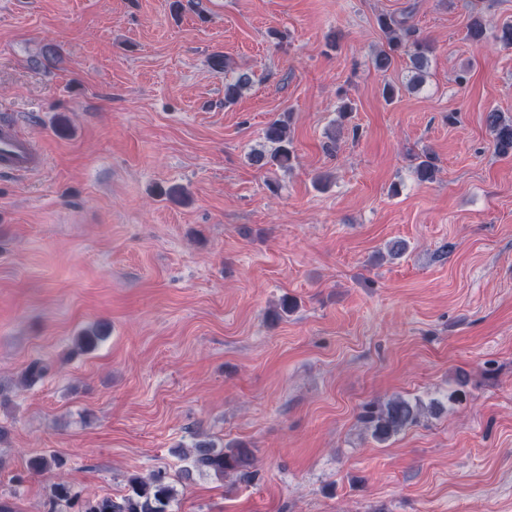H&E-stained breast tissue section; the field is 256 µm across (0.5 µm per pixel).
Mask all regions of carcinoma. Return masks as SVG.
<instances>
[{"label": "carcinoma", "mask_w": 512, "mask_h": 512, "mask_svg": "<svg viewBox=\"0 0 512 512\" xmlns=\"http://www.w3.org/2000/svg\"><path fill=\"white\" fill-rule=\"evenodd\" d=\"M377 25L387 40V49L380 51L374 58L379 70L389 69L395 58L405 54L409 57L416 73L401 87L387 85L382 90L384 98L390 100L402 91H412L423 81L422 68L428 61L429 45L415 37L414 30L392 15L381 14ZM211 66L224 72L228 79L224 82V104H232L242 92L252 85L251 75L246 71H233L230 59L221 52L210 56ZM487 125L493 138L495 152L500 155L512 154V122L504 121L496 112L487 115ZM267 148L251 155V161L259 167L287 168L293 158L292 140L288 134L287 123L275 119L264 130ZM438 170L436 159L431 155L420 157L415 173L422 181L434 179ZM105 337L102 326L97 325L82 331L74 337V348L91 351ZM50 366L43 360L31 362L24 373V383L31 385L42 379ZM423 411L418 400L396 397L376 407H369L362 415L364 423L371 429L374 439L385 442L406 427L416 423ZM186 466L181 470V478L188 480L194 473H214L224 476L235 473L243 481L255 477L254 455L252 449L239 443L218 448L211 443L198 442L183 452ZM30 469L36 472H50L62 466V460L55 455H39L29 462ZM128 493L119 499L110 496L89 498L79 505L78 512H172L176 498L174 485L167 480L162 470L149 476L132 475L127 479ZM76 495L64 482L53 485L49 501V512H72Z\"/></svg>", "instance_id": "carcinoma-1"}]
</instances>
